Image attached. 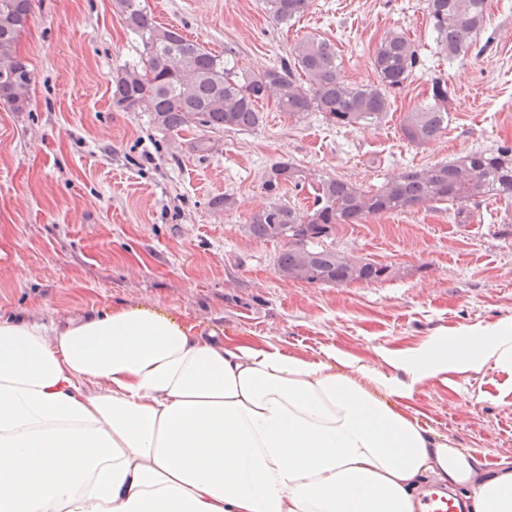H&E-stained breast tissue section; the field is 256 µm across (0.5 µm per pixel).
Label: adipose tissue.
<instances>
[{
    "label": "adipose tissue",
    "instance_id": "1",
    "mask_svg": "<svg viewBox=\"0 0 512 512\" xmlns=\"http://www.w3.org/2000/svg\"><path fill=\"white\" fill-rule=\"evenodd\" d=\"M512 367V317L434 336L402 369L307 360L152 304L54 326L0 314V512H416L465 464L409 412L414 384ZM476 512H512V470Z\"/></svg>",
    "mask_w": 512,
    "mask_h": 512
}]
</instances>
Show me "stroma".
<instances>
[{
    "label": "stroma",
    "instance_id": "stroma-1",
    "mask_svg": "<svg viewBox=\"0 0 512 512\" xmlns=\"http://www.w3.org/2000/svg\"><path fill=\"white\" fill-rule=\"evenodd\" d=\"M154 20L215 54L236 51L258 72L316 37L333 43L348 84L372 83L375 52L404 32L423 64L376 126H335L260 102L247 131L177 133L112 103V81L142 46L113 0H34L18 42L34 71L28 111L0 104V312L51 323L138 302L173 309L231 340L314 359L325 350L398 370L432 336L512 316V224L487 199L482 222L456 224L449 205L337 225L328 247L391 268L387 280L343 286L282 278L281 242L243 226L269 203L266 175L286 159L309 178L366 190L407 168L512 146V0H487L481 54L449 63L431 36L427 0H310L292 26L264 0H144ZM442 76L452 94L440 137L409 143L400 126ZM235 205L212 207L214 197ZM411 411L458 449L512 464V369L486 364L416 386Z\"/></svg>",
    "mask_w": 512,
    "mask_h": 512
}]
</instances>
